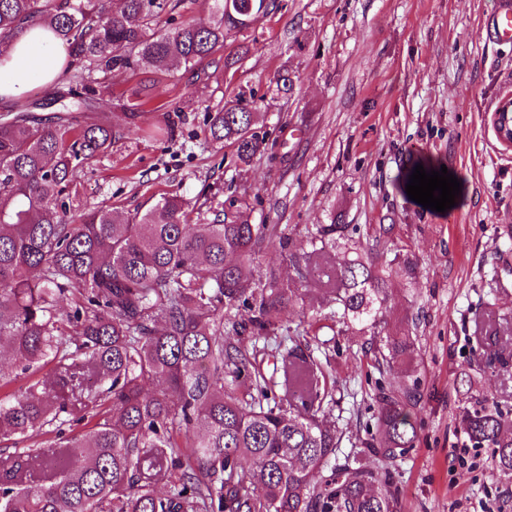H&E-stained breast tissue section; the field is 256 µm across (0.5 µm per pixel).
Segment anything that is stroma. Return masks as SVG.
Here are the masks:
<instances>
[{"label": "stroma", "mask_w": 512, "mask_h": 512, "mask_svg": "<svg viewBox=\"0 0 512 512\" xmlns=\"http://www.w3.org/2000/svg\"><path fill=\"white\" fill-rule=\"evenodd\" d=\"M494 2L275 0L209 61L153 72L160 92L144 104L132 95L137 75H103L95 102L120 138L77 175L75 215L104 206L123 220L177 193L203 222L241 205L251 223L282 225L296 241L317 224H349L364 248L417 262L415 283L391 281L387 313L391 335L413 333L419 346L417 439L394 473L401 512H512L491 449L465 447L454 385L482 364L479 336L495 334L512 352V149L490 122L512 95V44L486 35ZM282 69L293 79L285 97L268 83ZM241 90L252 93L266 135L247 165L202 133ZM419 165L446 167L462 183L454 207L436 212L409 199L405 179ZM382 224L394 230L379 244ZM255 265L305 298L289 306L278 337L247 333L239 344L257 349L269 372L280 339L309 330L336 380L325 420L342 430L343 451L363 448L376 386L400 387L405 374L378 371L363 337L333 330L319 292L325 267L299 278L276 248Z\"/></svg>", "instance_id": "stroma-1"}]
</instances>
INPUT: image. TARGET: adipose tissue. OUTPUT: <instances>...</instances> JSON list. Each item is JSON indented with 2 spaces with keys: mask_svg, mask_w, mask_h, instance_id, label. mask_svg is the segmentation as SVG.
Segmentation results:
<instances>
[{
  "mask_svg": "<svg viewBox=\"0 0 512 512\" xmlns=\"http://www.w3.org/2000/svg\"><path fill=\"white\" fill-rule=\"evenodd\" d=\"M67 63L65 47L47 26L25 27L0 51V98L17 101L36 88L54 85Z\"/></svg>",
  "mask_w": 512,
  "mask_h": 512,
  "instance_id": "1",
  "label": "adipose tissue"
}]
</instances>
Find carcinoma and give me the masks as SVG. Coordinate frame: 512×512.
Here are the masks:
<instances>
[{"mask_svg": "<svg viewBox=\"0 0 512 512\" xmlns=\"http://www.w3.org/2000/svg\"><path fill=\"white\" fill-rule=\"evenodd\" d=\"M0 0V48L22 28L54 27L67 45L72 84L46 101L50 114L17 105L0 116V442L46 437L64 413L81 427L82 449L44 457L17 448L0 476V512H399L391 470L417 433L414 378L377 398L375 460L339 457L342 432L323 423L328 374L301 342L266 377L256 353L228 340L267 336L283 323L294 292L274 270L255 277L268 245L288 252L299 276L313 259L339 252L334 282L338 330L369 335L378 370L410 369L416 339L385 334L388 279L413 280L417 264L394 256L378 265L346 224H318L298 252L278 224H249L238 209L191 223L194 208L162 197L126 222L100 207L75 222L64 199L77 171L112 149L120 133L92 104L97 74L112 68L190 69L268 14L271 0H212L206 22L158 30L168 0ZM253 102L237 93L214 112L204 139L231 145L247 164L265 137ZM68 301L71 310L61 311ZM245 307L248 322L232 314ZM20 375L30 383L7 391ZM158 382L163 387L148 391ZM459 427L474 448L492 449L495 475L512 484V416L487 404L469 374ZM37 462L49 470L26 482ZM168 479L169 490L158 482Z\"/></svg>", "mask_w": 512, "mask_h": 512, "instance_id": "cac0c4a2", "label": "carcinoma"}]
</instances>
